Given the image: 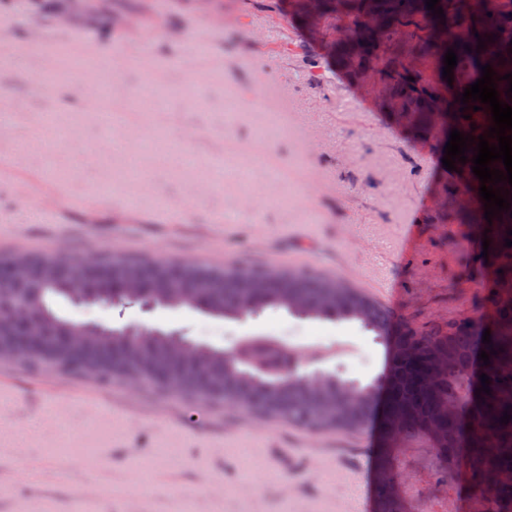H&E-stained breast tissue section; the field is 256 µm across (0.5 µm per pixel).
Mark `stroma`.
Here are the masks:
<instances>
[{"instance_id":"obj_1","label":"stroma","mask_w":512,"mask_h":512,"mask_svg":"<svg viewBox=\"0 0 512 512\" xmlns=\"http://www.w3.org/2000/svg\"><path fill=\"white\" fill-rule=\"evenodd\" d=\"M11 61L0 98V252L271 266L348 280L399 321L485 314L474 202L456 219L441 144L401 124L378 77L335 53L341 19L313 30L293 0H0ZM41 33L44 45L33 42ZM92 57L111 82L103 125L37 76ZM112 186L104 195L99 184ZM76 321L138 324L231 350L287 338L335 350L316 369L363 383L389 349L358 322L268 309L246 320L59 303ZM378 434H322L137 380L103 382L0 362V512H356ZM424 444L399 458L414 512H473L462 473L435 483Z\"/></svg>"}]
</instances>
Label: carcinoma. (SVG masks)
<instances>
[{
  "label": "carcinoma",
  "instance_id": "1",
  "mask_svg": "<svg viewBox=\"0 0 512 512\" xmlns=\"http://www.w3.org/2000/svg\"><path fill=\"white\" fill-rule=\"evenodd\" d=\"M445 17L426 9V0H325L327 15L342 14L353 29L343 42V57L354 72L376 69L388 79V106L397 112L418 113L419 127L435 131L445 84L419 68L405 67L411 54L429 55L434 69H444L452 49L458 57L453 75L463 86L471 72L491 65L499 100L512 73V0H478L469 13L456 0H439ZM374 14L386 26L367 29L362 19ZM448 26V44L437 42ZM406 30L398 53L387 49ZM494 37L491 42L488 37ZM485 40L476 52L478 39ZM481 110L473 111V106ZM467 118H462V115ZM455 129L474 142L493 125L490 107L469 102L455 111ZM473 147L466 163L456 162L451 189L458 192L471 175L474 191L481 182L472 175ZM512 230V208L496 215L490 225L488 262L503 270L502 281L512 283V246H505ZM12 270L9 284H0V359L10 358L31 367L52 365L65 373H80L110 382L114 378L145 379L164 390L189 397L222 400L270 417H279L314 431L357 432L370 421V409L380 387L388 400L379 425L381 444L376 455L377 512H410L409 496L395 469L397 443L425 440L438 459V479L461 468L471 488L476 512H512V308L497 307V284L487 285L488 307L494 310L491 343L472 328L470 319L443 325L398 329L389 311L361 290L336 278L279 269L226 270L177 265L164 261L104 258L81 267L65 258L30 253L0 255V267ZM62 298L73 305H103L135 300L153 308H189L218 319L243 320L266 309L335 322L356 321L376 336L395 337L382 378L363 384L317 370L280 379V366L298 351L283 352L268 343L266 366L253 363V346L241 343L238 357L223 349L192 341L175 332L146 326L109 328L59 316L52 307ZM495 353H490V350ZM490 364L478 365L480 351ZM489 377L490 393L476 396Z\"/></svg>",
  "mask_w": 512,
  "mask_h": 512
}]
</instances>
